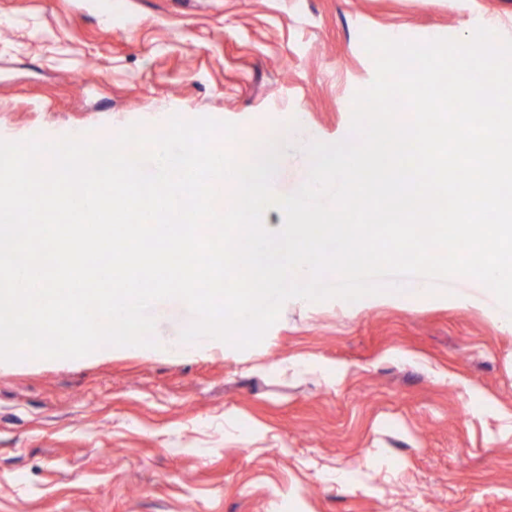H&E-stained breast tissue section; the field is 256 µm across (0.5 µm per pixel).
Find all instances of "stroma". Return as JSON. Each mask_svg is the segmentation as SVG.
<instances>
[{"mask_svg": "<svg viewBox=\"0 0 512 512\" xmlns=\"http://www.w3.org/2000/svg\"><path fill=\"white\" fill-rule=\"evenodd\" d=\"M480 25L512 39V0H0V140L288 119L284 196L306 143L349 136L362 32ZM433 286L292 307L258 346L190 355L162 348L192 320L167 300L153 346L0 362V512H512V329L477 282ZM286 360L344 371L329 387Z\"/></svg>", "mask_w": 512, "mask_h": 512, "instance_id": "obj_1", "label": "stroma"}]
</instances>
